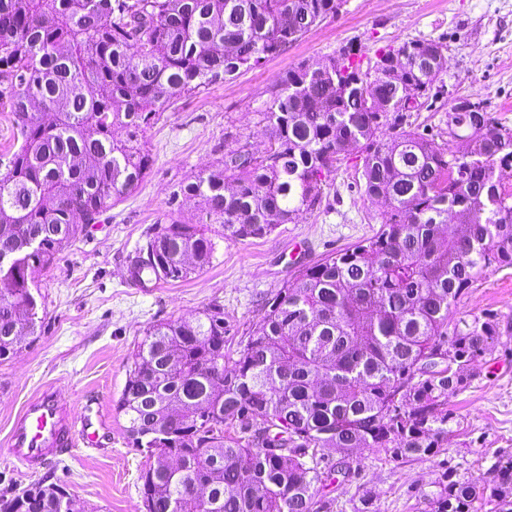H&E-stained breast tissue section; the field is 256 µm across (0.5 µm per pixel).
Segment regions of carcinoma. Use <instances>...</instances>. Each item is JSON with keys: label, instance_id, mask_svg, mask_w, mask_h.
Wrapping results in <instances>:
<instances>
[{"label": "carcinoma", "instance_id": "1", "mask_svg": "<svg viewBox=\"0 0 512 512\" xmlns=\"http://www.w3.org/2000/svg\"><path fill=\"white\" fill-rule=\"evenodd\" d=\"M337 0H0V97L21 137L0 173V359L43 328L32 293L74 239L136 190L145 133L174 98L281 55ZM442 44L408 41L374 56L341 48L288 68L265 109L270 149L247 148L183 183L168 223L130 261L139 282L185 279L213 263L221 236L246 240L320 201L336 164L362 153L363 194L385 199L378 232L299 270L226 362L224 309L153 324L134 353L118 409L141 472L144 512H333L357 449L392 459L438 454L458 416L448 398L501 336L498 313L454 318L465 292L512 269V128L467 101L448 112L455 151L401 129L380 140L397 98L429 95ZM395 54L394 80L375 77ZM129 139H115L114 130ZM200 198L205 215L181 219ZM341 456L331 463L325 449ZM178 455L184 464L176 466ZM489 481L443 473L424 512H512V452ZM200 487L197 495L190 483ZM58 483L0 512H62Z\"/></svg>", "mask_w": 512, "mask_h": 512}]
</instances>
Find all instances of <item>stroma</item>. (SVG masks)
I'll return each mask as SVG.
<instances>
[{"label":"stroma","instance_id":"stroma-1","mask_svg":"<svg viewBox=\"0 0 512 512\" xmlns=\"http://www.w3.org/2000/svg\"><path fill=\"white\" fill-rule=\"evenodd\" d=\"M410 40L441 43L447 68L419 111L404 113L405 129L452 150L448 111L463 98L481 102L512 127V0H342L336 15L282 55L180 96L163 110L145 134L148 175L102 223L78 232L40 275L44 331L0 360V488L19 492L46 479L66 487L77 512H142L140 474L148 457L132 447L128 419L116 402L147 327L218 304L228 329L224 352L235 355L285 281L304 265L373 236L383 208L364 196L361 156L353 151L338 163L314 208L262 238H217L210 267L187 279L143 286L131 278L130 260L146 228L165 223L179 184L213 171L224 154L245 145L266 151L263 109L289 66L315 63L347 44L372 53ZM487 309L499 314L502 334L476 364L470 387L448 401L460 417L458 430L432 457L394 460L375 448L359 449L351 462L358 475L337 493L336 512H354L362 486L373 492L378 512H422L424 494L443 472L485 479L496 453L512 452V270L474 284L456 312L467 319ZM49 386L69 413L81 414L88 404L98 410V445H77L30 470L5 448L22 407Z\"/></svg>","mask_w":512,"mask_h":512}]
</instances>
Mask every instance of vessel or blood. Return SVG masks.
<instances>
[{"label": "vessel or blood", "instance_id": "obj_1", "mask_svg": "<svg viewBox=\"0 0 512 512\" xmlns=\"http://www.w3.org/2000/svg\"><path fill=\"white\" fill-rule=\"evenodd\" d=\"M89 415L70 416L52 388L31 398L13 424L7 454L14 460L36 468L49 456L89 439Z\"/></svg>", "mask_w": 512, "mask_h": 512}]
</instances>
